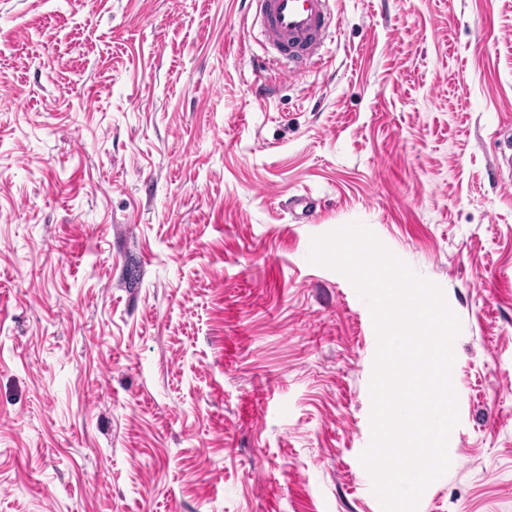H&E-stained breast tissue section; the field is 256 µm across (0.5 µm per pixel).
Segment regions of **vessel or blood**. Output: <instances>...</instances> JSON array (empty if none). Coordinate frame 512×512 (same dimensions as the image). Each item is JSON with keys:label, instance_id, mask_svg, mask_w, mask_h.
<instances>
[{"label": "vessel or blood", "instance_id": "1", "mask_svg": "<svg viewBox=\"0 0 512 512\" xmlns=\"http://www.w3.org/2000/svg\"><path fill=\"white\" fill-rule=\"evenodd\" d=\"M272 54L268 64L295 77L321 62L331 38L330 0H251Z\"/></svg>", "mask_w": 512, "mask_h": 512}]
</instances>
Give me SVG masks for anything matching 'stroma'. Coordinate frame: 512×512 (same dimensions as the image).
Instances as JSON below:
<instances>
[{"instance_id":"obj_1","label":"stroma","mask_w":512,"mask_h":512,"mask_svg":"<svg viewBox=\"0 0 512 512\" xmlns=\"http://www.w3.org/2000/svg\"><path fill=\"white\" fill-rule=\"evenodd\" d=\"M331 5L290 78L248 0H0V512H382L353 224L460 323L416 512H512V0Z\"/></svg>"}]
</instances>
